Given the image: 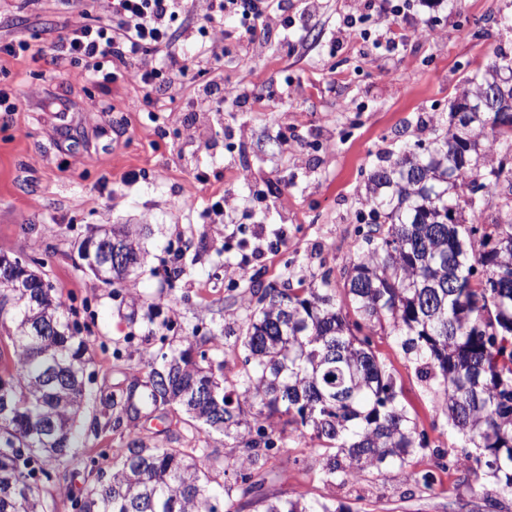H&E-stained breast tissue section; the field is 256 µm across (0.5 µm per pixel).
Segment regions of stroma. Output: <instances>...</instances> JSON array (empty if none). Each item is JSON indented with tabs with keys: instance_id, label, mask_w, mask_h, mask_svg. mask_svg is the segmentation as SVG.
<instances>
[{
	"instance_id": "1",
	"label": "stroma",
	"mask_w": 512,
	"mask_h": 512,
	"mask_svg": "<svg viewBox=\"0 0 512 512\" xmlns=\"http://www.w3.org/2000/svg\"><path fill=\"white\" fill-rule=\"evenodd\" d=\"M383 2L324 0L302 40L285 46L270 36L248 64L225 57V81L265 95L201 113L198 146L188 152L183 108L200 81L196 69L177 96H158L145 112L134 83L90 81L76 69L50 76L47 58L70 14L63 0H0V41L23 37L43 54L38 61L0 54V87L18 97L17 111L0 112V254L44 259L43 278L89 326L95 399L80 428L94 435L95 447L169 439L179 448L206 446L224 463L215 482L233 480L241 454L232 443L188 431L178 410L163 422L97 427L98 395L128 386L160 346L183 348L188 336L241 325L255 306L251 281L309 284L326 275L341 284L345 260L361 244L358 214L372 168L403 144L428 143L432 126L447 123L456 88L493 50L512 58V0H405L406 26L423 35L390 56L373 44ZM350 16L356 26L333 45ZM36 87L41 96H31ZM91 97L108 111H84ZM129 173L137 181L126 182ZM225 194L234 201L223 222L204 221ZM121 224L144 228L137 271L107 285L78 270L79 243L95 228ZM257 224L284 237L275 247L259 241L262 257L243 272L241 243ZM176 250L186 269L170 284L164 268ZM372 349L429 438L411 458L410 480L371 474L353 485L323 483L321 442L291 431L278 458L256 474L264 491L332 500L351 512H487L490 485L468 477L461 441L414 364L386 332L374 335ZM440 451L451 454L453 467H438ZM426 473L427 488L419 483Z\"/></svg>"
}]
</instances>
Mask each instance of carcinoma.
<instances>
[{"mask_svg": "<svg viewBox=\"0 0 512 512\" xmlns=\"http://www.w3.org/2000/svg\"><path fill=\"white\" fill-rule=\"evenodd\" d=\"M482 98L484 74L463 80ZM436 125L428 145L382 159L369 175L362 245L342 268L344 302L329 275L320 285H251L256 309L235 334L243 367L224 376V333L194 351L159 349L146 379L100 397L112 428L177 406L197 434L242 448L237 477L216 489L220 466L208 448L133 441L88 449L78 459L93 481L71 512H348L343 504L261 492L252 472L275 456L267 424L310 433L325 445L319 475L329 484L369 472L408 478L412 454L428 447L393 374L371 348L389 331L442 402L471 470L497 497H512V112L489 110L471 126ZM138 242L132 227L99 231L77 265L99 280H122L138 261L95 272L88 242ZM0 288V328L12 347L0 357V512H53L44 483L70 462L89 401L91 345L78 320L42 279ZM112 456L105 469L101 459Z\"/></svg>", "mask_w": 512, "mask_h": 512, "instance_id": "1", "label": "carcinoma"}]
</instances>
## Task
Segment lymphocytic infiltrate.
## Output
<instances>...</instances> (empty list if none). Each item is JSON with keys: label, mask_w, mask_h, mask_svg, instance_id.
Returning a JSON list of instances; mask_svg holds the SVG:
<instances>
[{"label": "lymphocytic infiltrate", "mask_w": 512, "mask_h": 512, "mask_svg": "<svg viewBox=\"0 0 512 512\" xmlns=\"http://www.w3.org/2000/svg\"><path fill=\"white\" fill-rule=\"evenodd\" d=\"M111 20L91 24L78 17L66 22L53 45L51 62L57 73L82 69L98 82L134 79L143 91L144 106H152L155 95L181 90L187 57L175 47L173 22L179 15L191 16L195 24L188 36L200 57L213 68L224 64L228 48H235L239 61L250 62L265 50V41L256 35L234 38L225 30L228 18L250 24L268 19L281 30L297 31L313 22L318 4L308 0L300 16L288 13V0H278L277 13H269L264 0H105ZM258 88L229 85L214 80L199 85L195 102L205 103L207 111H223L226 102L243 103L258 97Z\"/></svg>", "instance_id": "lymphocytic-infiltrate-1"}]
</instances>
